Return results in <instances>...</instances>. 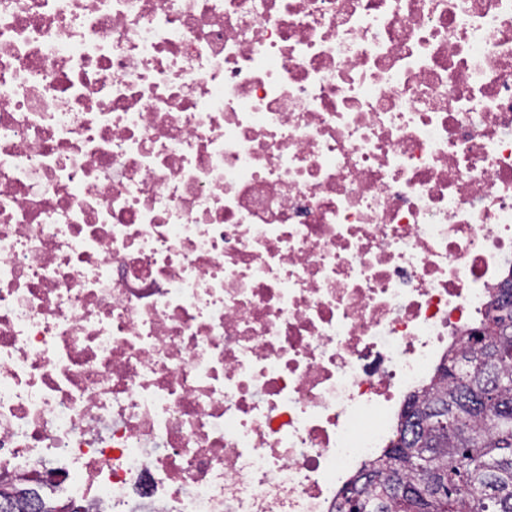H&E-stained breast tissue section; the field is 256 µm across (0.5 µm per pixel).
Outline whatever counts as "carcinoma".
<instances>
[{
    "label": "carcinoma",
    "instance_id": "obj_1",
    "mask_svg": "<svg viewBox=\"0 0 512 512\" xmlns=\"http://www.w3.org/2000/svg\"><path fill=\"white\" fill-rule=\"evenodd\" d=\"M482 338L484 367L457 373L468 347L453 351L406 404L391 446L345 487L361 512H512V284ZM24 496L0 481L3 505Z\"/></svg>",
    "mask_w": 512,
    "mask_h": 512
}]
</instances>
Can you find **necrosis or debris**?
I'll return each instance as SVG.
<instances>
[{
  "label": "necrosis or debris",
  "mask_w": 512,
  "mask_h": 512,
  "mask_svg": "<svg viewBox=\"0 0 512 512\" xmlns=\"http://www.w3.org/2000/svg\"><path fill=\"white\" fill-rule=\"evenodd\" d=\"M512 277V0H0V474L334 512Z\"/></svg>",
  "instance_id": "4bbe7bcc"
}]
</instances>
